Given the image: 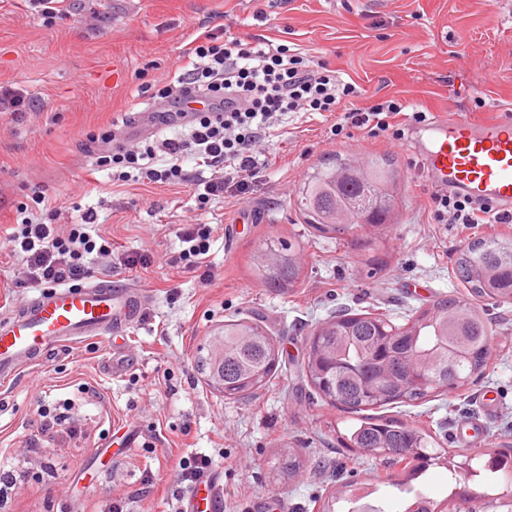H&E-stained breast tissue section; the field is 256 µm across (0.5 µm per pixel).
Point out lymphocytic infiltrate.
<instances>
[{"label": "lymphocytic infiltrate", "instance_id": "1", "mask_svg": "<svg viewBox=\"0 0 512 512\" xmlns=\"http://www.w3.org/2000/svg\"><path fill=\"white\" fill-rule=\"evenodd\" d=\"M138 97L159 108L158 120L171 125L187 118L184 136L149 142L140 152L113 145L102 162L126 181L129 170L139 180L168 185L193 184L200 203L243 189L258 173L256 148L278 117L301 112L343 111L344 120L376 138L391 128L390 121L404 109L392 99L368 107L351 106L357 87L339 78L329 64L313 60L300 49L269 42L223 39L215 34L196 42L175 82H143ZM210 169L208 177L192 181L182 167L185 155ZM430 216L437 224H511L512 213L488 202L434 193ZM85 215L83 224L93 223ZM83 224L61 230L43 217L24 218L8 237L12 253L20 256L27 280L36 286L78 281L89 272L90 254L111 256L109 240L91 239Z\"/></svg>", "mask_w": 512, "mask_h": 512}]
</instances>
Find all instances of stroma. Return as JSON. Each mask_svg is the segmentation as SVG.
<instances>
[{"mask_svg": "<svg viewBox=\"0 0 512 512\" xmlns=\"http://www.w3.org/2000/svg\"><path fill=\"white\" fill-rule=\"evenodd\" d=\"M265 20H257V11ZM227 33L296 44L327 59L361 92V103L395 97L427 117L452 110L479 121L512 120V0H79L44 17L32 0H0V86L34 107L0 108V313L38 296L7 247L20 207L43 189L54 223L88 211L91 237L111 239L113 256L86 258L90 279L145 294L141 323L61 348L0 385V512H179L178 462L211 457L224 474V512H322L337 488L369 479L376 461L339 437L355 423L314 397L299 375L310 332L337 311L377 308L394 316L463 290L452 267L459 249L483 236H512L511 224L432 223V191L402 138L363 139L332 131L321 115L280 120L260 146L262 168L244 194L199 204L192 186L112 182L89 134H113L127 148L144 141L152 112L135 90L167 80L193 39ZM389 158L403 176L396 224L360 230L352 243L320 235L296 206L312 167L332 155ZM211 229L210 278L170 266L186 218ZM292 243L296 285L266 287L253 274L263 244ZM140 255L148 268L120 264ZM378 272L366 277L365 263ZM492 326L486 372L467 389L393 412L421 419L455 462L512 445V305L483 302ZM261 321L281 351L272 385L225 399L196 368L224 324ZM70 400L52 444L32 449L38 413ZM483 416L473 442L457 425ZM83 431L81 439L69 427ZM297 449V477L276 480L280 449ZM148 495H141L144 479Z\"/></svg>", "mask_w": 512, "mask_h": 512, "instance_id": "stroma-1", "label": "stroma"}]
</instances>
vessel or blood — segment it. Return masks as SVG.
I'll return each mask as SVG.
<instances>
[{
    "instance_id": "b4317fda",
    "label": "vessel or blood",
    "mask_w": 512,
    "mask_h": 512,
    "mask_svg": "<svg viewBox=\"0 0 512 512\" xmlns=\"http://www.w3.org/2000/svg\"><path fill=\"white\" fill-rule=\"evenodd\" d=\"M430 181L475 201L512 211V121H475L454 112L434 117L411 143ZM140 298L127 288L89 282L60 286L0 317V382L9 383L52 351L107 336L139 321ZM186 512H222L220 475L203 476L184 494Z\"/></svg>"
}]
</instances>
